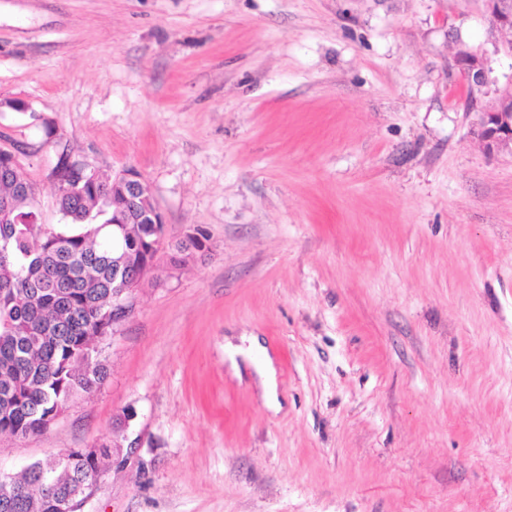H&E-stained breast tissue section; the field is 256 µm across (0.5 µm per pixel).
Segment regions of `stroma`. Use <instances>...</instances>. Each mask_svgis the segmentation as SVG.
I'll return each mask as SVG.
<instances>
[{"instance_id":"stroma-1","label":"stroma","mask_w":512,"mask_h":512,"mask_svg":"<svg viewBox=\"0 0 512 512\" xmlns=\"http://www.w3.org/2000/svg\"><path fill=\"white\" fill-rule=\"evenodd\" d=\"M511 79L482 0H0L41 222L67 151L211 246L160 260L100 389L0 436V475L123 438L83 512H512V154L471 133ZM457 63L462 77L470 87H481L489 82L490 70L482 55L469 49H459Z\"/></svg>"}]
</instances>
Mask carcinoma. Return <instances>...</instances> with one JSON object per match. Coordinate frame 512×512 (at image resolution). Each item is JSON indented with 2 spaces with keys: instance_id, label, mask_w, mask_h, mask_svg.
Here are the masks:
<instances>
[{
  "instance_id": "obj_1",
  "label": "carcinoma",
  "mask_w": 512,
  "mask_h": 512,
  "mask_svg": "<svg viewBox=\"0 0 512 512\" xmlns=\"http://www.w3.org/2000/svg\"><path fill=\"white\" fill-rule=\"evenodd\" d=\"M0 435L45 431L106 377L102 341L112 334V301L153 258L161 224L112 223V179L75 191L58 188L63 224H42L34 190L10 170L0 173ZM117 453L91 451L29 465L0 477V512H58Z\"/></svg>"
}]
</instances>
